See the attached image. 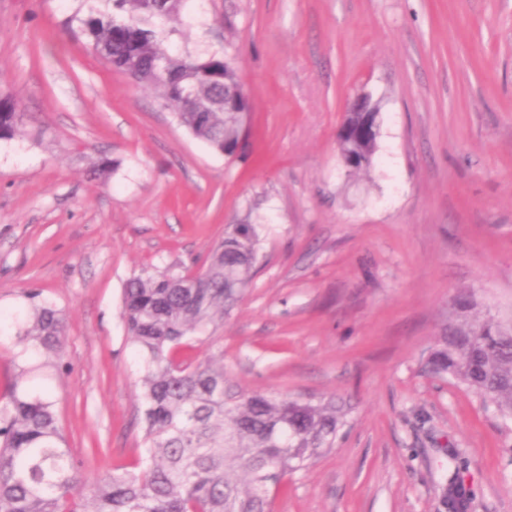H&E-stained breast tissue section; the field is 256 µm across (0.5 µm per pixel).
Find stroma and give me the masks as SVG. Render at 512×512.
Wrapping results in <instances>:
<instances>
[{
	"label": "stroma",
	"instance_id": "1",
	"mask_svg": "<svg viewBox=\"0 0 512 512\" xmlns=\"http://www.w3.org/2000/svg\"><path fill=\"white\" fill-rule=\"evenodd\" d=\"M74 0H0V402L22 368L27 292L64 323L55 403L84 486L143 456L126 281L199 268L227 225L259 233L252 282L217 331L232 391L334 400L333 448L274 512H512V418L425 369L468 296L512 324V0H185L172 46L235 59L250 160L213 152L154 91L101 61ZM380 104L368 174L347 177L346 105ZM106 179L89 171L101 154ZM16 103L11 98H0V140H9L18 133L19 118ZM470 500V492L463 484L451 483L443 492L441 505L448 512H467Z\"/></svg>",
	"mask_w": 512,
	"mask_h": 512
}]
</instances>
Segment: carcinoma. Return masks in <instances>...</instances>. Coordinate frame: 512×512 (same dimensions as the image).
I'll return each instance as SVG.
<instances>
[{
    "label": "carcinoma",
    "mask_w": 512,
    "mask_h": 512,
    "mask_svg": "<svg viewBox=\"0 0 512 512\" xmlns=\"http://www.w3.org/2000/svg\"><path fill=\"white\" fill-rule=\"evenodd\" d=\"M183 0H78L70 18L93 51L125 72L137 58L138 82L195 139L213 151L246 159L239 140L248 135L251 109L234 60L218 52H173L169 38L185 24ZM191 92V108L185 92ZM367 112H348L337 134L347 176L370 170L379 134L364 133ZM16 103L0 98V140L18 133ZM251 224H231L210 250L201 278L141 273L124 287L122 316L142 359V417L146 457L131 469L116 467L88 490L78 487L62 448L54 402L13 384L0 407V512H273L285 478L333 447L339 420L333 400L300 403L225 386L224 351L194 363L183 347L217 328L239 300L257 262ZM26 294L30 322L17 333L20 354L63 357L57 309ZM460 318L443 327L427 372L450 374L485 403L512 415V326ZM470 492L445 488L446 512H468Z\"/></svg>",
    "instance_id": "cac0c4a2"
}]
</instances>
